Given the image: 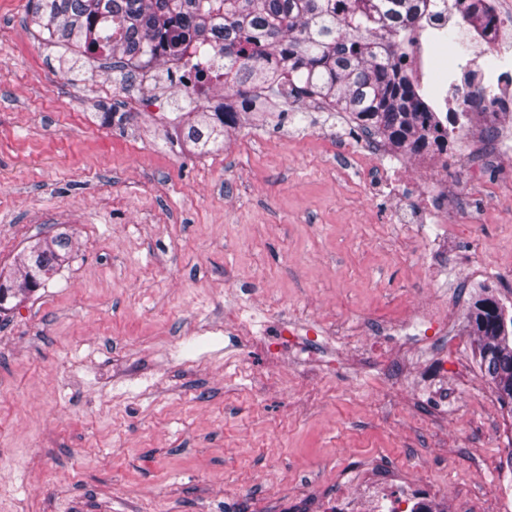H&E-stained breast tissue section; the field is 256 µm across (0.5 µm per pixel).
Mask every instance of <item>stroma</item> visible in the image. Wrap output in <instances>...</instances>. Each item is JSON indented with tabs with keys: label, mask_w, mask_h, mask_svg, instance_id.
Masks as SVG:
<instances>
[{
	"label": "stroma",
	"mask_w": 512,
	"mask_h": 512,
	"mask_svg": "<svg viewBox=\"0 0 512 512\" xmlns=\"http://www.w3.org/2000/svg\"><path fill=\"white\" fill-rule=\"evenodd\" d=\"M186 105L166 66L123 80L0 0V275L73 241L0 313V512H332L363 474L494 512L512 413L467 315L512 301V178L345 148L307 99L199 155ZM445 182L470 205L432 208ZM72 237L60 232L44 240L17 259L13 276L0 282V310L9 298H19L35 292L44 286L57 266L64 262L71 252Z\"/></svg>",
	"instance_id": "1"
}]
</instances>
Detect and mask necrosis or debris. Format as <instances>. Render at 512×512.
Masks as SVG:
<instances>
[{"label":"necrosis or debris","mask_w":512,"mask_h":512,"mask_svg":"<svg viewBox=\"0 0 512 512\" xmlns=\"http://www.w3.org/2000/svg\"><path fill=\"white\" fill-rule=\"evenodd\" d=\"M494 18L482 54L469 59L438 52V24L421 19L411 33L406 54L420 82L441 71L472 72L470 82L454 83L444 105L435 107L433 118L439 130L421 150V157L447 160L464 148L481 147L494 157L512 153V13L499 0H482ZM383 486L369 483L356 488L338 502V512H426L433 492L428 483L385 496Z\"/></svg>","instance_id":"1"}]
</instances>
